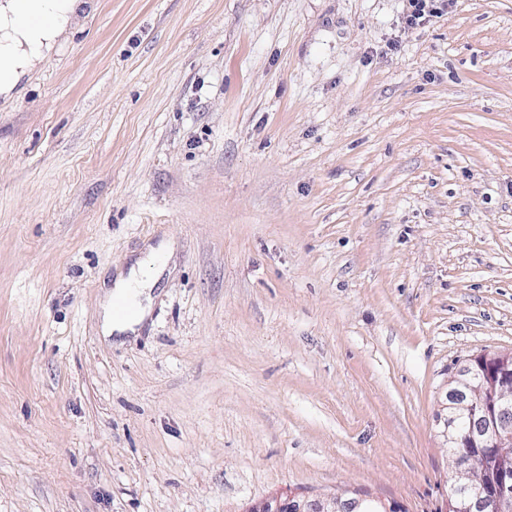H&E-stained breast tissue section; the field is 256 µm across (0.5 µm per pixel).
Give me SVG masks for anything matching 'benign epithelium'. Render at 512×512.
I'll list each match as a JSON object with an SVG mask.
<instances>
[{"label": "benign epithelium", "instance_id": "benign-epithelium-1", "mask_svg": "<svg viewBox=\"0 0 512 512\" xmlns=\"http://www.w3.org/2000/svg\"><path fill=\"white\" fill-rule=\"evenodd\" d=\"M452 402L444 423L447 440L472 454L457 457L455 485L463 494L452 495L448 512H476L491 507L494 512H512V466L500 464L497 474L476 477L470 461L487 463L499 458L501 449L512 447V353L479 357L462 369L448 390ZM470 418L466 430L456 419ZM359 502L336 495L311 500L292 494H277L253 504L247 512H358Z\"/></svg>", "mask_w": 512, "mask_h": 512}]
</instances>
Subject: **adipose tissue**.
<instances>
[{
    "label": "adipose tissue",
    "instance_id": "1",
    "mask_svg": "<svg viewBox=\"0 0 512 512\" xmlns=\"http://www.w3.org/2000/svg\"><path fill=\"white\" fill-rule=\"evenodd\" d=\"M83 0H0V96L10 97L22 76L51 53L68 31ZM28 22H20L19 13ZM163 247L138 257L128 270L117 271L102 304V334L136 332L149 314L152 292L164 268ZM128 314H121V307Z\"/></svg>",
    "mask_w": 512,
    "mask_h": 512
}]
</instances>
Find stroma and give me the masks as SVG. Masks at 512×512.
<instances>
[{
    "label": "stroma",
    "instance_id": "obj_1",
    "mask_svg": "<svg viewBox=\"0 0 512 512\" xmlns=\"http://www.w3.org/2000/svg\"><path fill=\"white\" fill-rule=\"evenodd\" d=\"M407 7L88 0L0 99V512H448V382L512 353V0ZM437 2H440L439 5ZM446 0H408L410 10L406 19L409 26L419 25L428 17L441 16L445 6L448 7ZM166 244L153 247L131 264L127 271H117L112 288L107 291L102 304V334L104 337H122L135 333L149 314L152 292L165 268L158 263V257L164 254ZM152 267L154 275L146 273ZM133 310L132 315L120 313V307ZM358 506V500H342L336 497L335 493L311 500L292 494H277L256 502L247 512H338L344 507H348L352 512H359Z\"/></svg>",
    "mask_w": 512,
    "mask_h": 512
}]
</instances>
